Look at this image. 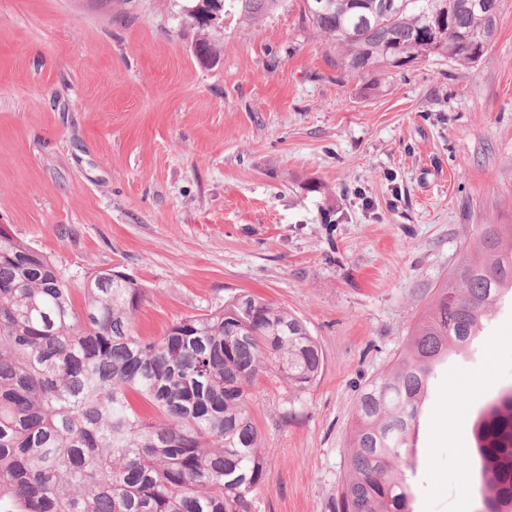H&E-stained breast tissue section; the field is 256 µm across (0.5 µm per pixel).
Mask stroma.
<instances>
[{
	"label": "stroma",
	"mask_w": 512,
	"mask_h": 512,
	"mask_svg": "<svg viewBox=\"0 0 512 512\" xmlns=\"http://www.w3.org/2000/svg\"><path fill=\"white\" fill-rule=\"evenodd\" d=\"M302 3L227 20L203 66L185 0H0V224L72 287L134 275L143 335L251 293L318 344L307 388L257 381L251 512H334L359 392L476 225L512 224V0L479 62L363 78ZM511 384L512 297L431 391L413 512H477L473 423Z\"/></svg>",
	"instance_id": "35a3bbf8"
}]
</instances>
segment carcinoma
Wrapping results in <instances>:
<instances>
[{"label":"carcinoma","instance_id":"1","mask_svg":"<svg viewBox=\"0 0 512 512\" xmlns=\"http://www.w3.org/2000/svg\"><path fill=\"white\" fill-rule=\"evenodd\" d=\"M450 2L446 38L427 14ZM303 14L352 76L403 70L432 55L480 61L502 0H365L358 15L334 0ZM280 0H224L256 21ZM195 55L215 61L209 30ZM512 224H480L473 251L450 270L390 368L359 394L337 512H411L409 448L442 361L479 337L512 293ZM80 303L54 260L0 229V512H251L267 458L248 410L255 382L275 368L303 388L322 356L304 323L242 294L188 315L158 338L139 335L147 288L96 271ZM480 512H512V385L481 412Z\"/></svg>","mask_w":512,"mask_h":512}]
</instances>
